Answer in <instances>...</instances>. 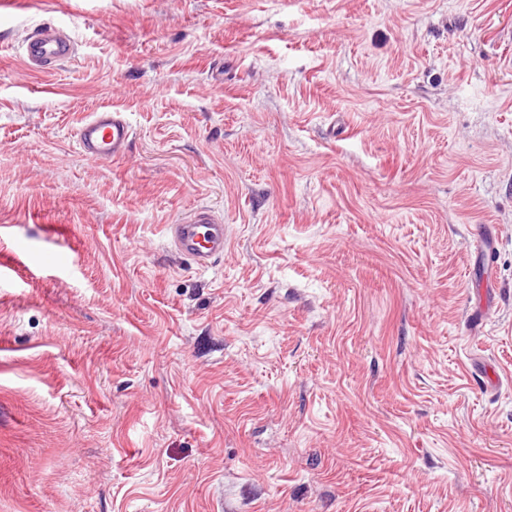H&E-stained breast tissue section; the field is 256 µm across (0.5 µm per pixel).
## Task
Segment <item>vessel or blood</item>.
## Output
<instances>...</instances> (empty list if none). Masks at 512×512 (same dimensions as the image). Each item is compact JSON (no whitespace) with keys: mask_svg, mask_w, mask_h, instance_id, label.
Wrapping results in <instances>:
<instances>
[{"mask_svg":"<svg viewBox=\"0 0 512 512\" xmlns=\"http://www.w3.org/2000/svg\"><path fill=\"white\" fill-rule=\"evenodd\" d=\"M73 56V42L56 25H40L25 40L23 59L31 70L48 72ZM132 139L133 129L125 113L117 110L90 113L75 131L78 151L101 163L126 156ZM167 230L176 254L197 267H209L224 254V224L210 208H196L182 222L168 225Z\"/></svg>","mask_w":512,"mask_h":512,"instance_id":"obj_1","label":"vessel or blood"}]
</instances>
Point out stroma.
<instances>
[{
    "label": "stroma",
    "instance_id": "1",
    "mask_svg": "<svg viewBox=\"0 0 512 512\" xmlns=\"http://www.w3.org/2000/svg\"><path fill=\"white\" fill-rule=\"evenodd\" d=\"M0 261V512H512V0H0ZM73 56V42L56 25H39L25 40L23 59L27 67L33 71L54 70L71 60ZM74 138L76 148L84 157L106 163L126 156L133 129L124 112L103 110L83 117ZM175 252L199 268H208L224 255V224L208 207L192 211L179 224L167 227Z\"/></svg>",
    "mask_w": 512,
    "mask_h": 512
}]
</instances>
